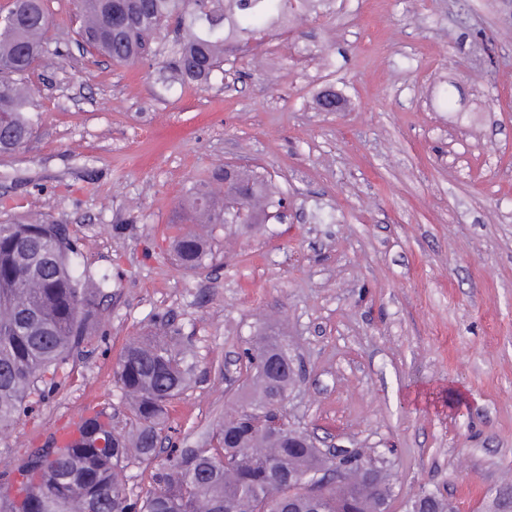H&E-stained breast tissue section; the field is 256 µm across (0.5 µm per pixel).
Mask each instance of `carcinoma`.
Listing matches in <instances>:
<instances>
[{
	"label": "carcinoma",
	"instance_id": "1",
	"mask_svg": "<svg viewBox=\"0 0 512 512\" xmlns=\"http://www.w3.org/2000/svg\"><path fill=\"white\" fill-rule=\"evenodd\" d=\"M290 0H76L79 34L92 49L116 63H134L149 40L174 29L184 32L174 56L159 72L167 87H202L224 62V42H247L273 26ZM14 21L0 23V153L22 148L37 122L26 77L42 52L51 25L45 0H13ZM224 170L189 188L186 209L197 224H237L207 190ZM250 187L246 211L256 224L273 218L283 198L268 180L238 172ZM181 265L200 268L207 244L186 231L174 240ZM78 239L67 224L29 217L0 223V434L49 400L70 377L69 358L100 335L109 278L79 270ZM269 374L262 369L270 361ZM258 398L224 421L197 448H173L155 467L150 488L133 496L120 479L130 463L159 457L169 407L190 380L194 363L168 321L125 347L116 382L128 403L124 424L102 407L85 421L81 442L59 448L49 441L12 469L0 471V512H380L379 491L359 467L345 464L341 488L321 499L288 487V476L329 467L328 454L310 446L302 432L266 433L256 414L276 415L274 398L295 381L288 349L265 334L247 351ZM18 483L21 499L4 495Z\"/></svg>",
	"mask_w": 512,
	"mask_h": 512
}]
</instances>
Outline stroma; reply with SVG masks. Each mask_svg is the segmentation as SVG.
I'll use <instances>...</instances> for the list:
<instances>
[{
    "label": "stroma",
    "mask_w": 512,
    "mask_h": 512,
    "mask_svg": "<svg viewBox=\"0 0 512 512\" xmlns=\"http://www.w3.org/2000/svg\"><path fill=\"white\" fill-rule=\"evenodd\" d=\"M46 5L40 120L0 155V222L69 225L112 300L95 352L0 435V469L123 411V347L166 317L196 363L176 447L249 405L240 356L272 329L301 367L290 424L385 457L391 512L423 490L477 512L512 484V0H327L228 43L208 87L169 90L155 78L175 34L121 65L86 51L72 0ZM327 88L342 111L318 105ZM227 162L272 180L283 220L190 224L187 190ZM190 228L210 249L194 271L172 251Z\"/></svg>",
    "instance_id": "35a3bbf8"
}]
</instances>
